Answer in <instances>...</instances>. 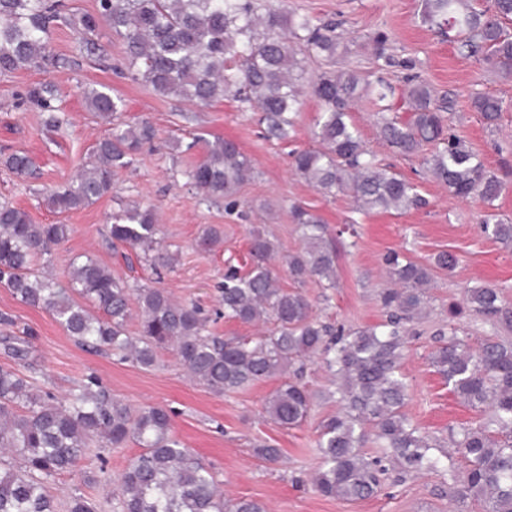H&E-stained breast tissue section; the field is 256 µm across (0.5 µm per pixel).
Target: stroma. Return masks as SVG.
Here are the masks:
<instances>
[{
    "instance_id": "35a3bbf8",
    "label": "stroma",
    "mask_w": 512,
    "mask_h": 512,
    "mask_svg": "<svg viewBox=\"0 0 512 512\" xmlns=\"http://www.w3.org/2000/svg\"><path fill=\"white\" fill-rule=\"evenodd\" d=\"M290 10L338 23L349 47L336 59L337 68L353 70L368 79L384 76L399 85L397 69L379 70L372 38L386 37L387 54L413 64L420 79L436 97L448 100L444 118L455 133L476 152L486 168L503 183L495 202L497 212L512 219V78L492 71L482 61L459 50L456 43L436 33L421 20L422 0H287ZM100 54L113 62L103 68L80 52L74 31H54V53L69 59L67 67L47 72L21 70L0 78V158L13 152L28 154L40 171L29 180L0 165V201L6 200L29 213L34 223L69 224L67 240L53 250L57 277H64L70 258L94 256L113 273L127 277L104 240L109 216L136 201L154 204L159 215L161 238L175 252L172 268L162 275L164 288L184 303L197 304L211 318L213 332L224 338L252 336L257 327L220 316L219 287L228 268L248 272L251 267L249 236L253 226L271 228L281 254L299 251V233L290 210L300 205L320 215L336 232L338 262L336 285L324 288L317 278L298 283L278 267L282 287L300 292L320 321L347 329L373 325L385 318L380 293L388 287L383 258L397 252L427 263L446 252L457 259L452 273H437L429 290L424 316L411 323L401 371L408 385L405 413L436 450H450V432L462 425L486 422L489 411L464 404L435 371L429 355L438 346L439 332L456 327L470 344L487 335L512 341V328L492 324L472 312L450 318V304L466 302L468 289L493 286L502 290L512 305V249L503 247L480 229L483 205L461 202L425 174L422 155L399 156L383 142L377 125V109L368 99L354 105L351 116L366 149L383 164L414 183L427 204L406 211H357L351 195L326 196L300 178L291 167L290 153L315 147L312 130L320 110L319 101L303 94L293 138L280 142L265 139L254 112L227 96L212 105H196L180 98L156 95L150 89L116 73L124 56V43L108 28L97 37ZM56 84L63 95L71 125L58 133L43 128L38 112L20 106L18 96L36 82ZM108 86L126 104L123 121L149 120L157 131L153 149L144 150L134 164L119 170L116 188L88 207L59 215L39 196V189L67 182L103 137L108 127L84 106L85 89ZM488 93L503 102L497 124L487 126L472 105V98ZM224 137L236 141L252 159L255 177L242 185L238 198L243 209L228 210L218 203L198 205L193 188L184 176L201 157L189 149L194 137ZM354 225L355 234L344 233ZM224 232L223 242L203 249L200 237L206 228ZM10 317L15 334H27L31 346L32 376L41 389L61 396L76 388L87 375H96L112 394L138 408L160 405L172 414V432L211 466L229 497L262 502L268 512H482L473 500L456 501L453 484L446 475L422 472L387 483L376 497L356 502L317 496L308 478L318 467V424L335 414L340 405L333 398L331 377L321 360L307 363L302 382L313 395L308 417L299 425L283 429L267 419L264 403L281 383L272 378L223 396L191 381L172 351L158 354V365L144 370L116 357L86 351L68 336L47 312L26 306L8 289L0 287V315ZM268 441L281 451L278 463L256 458L255 443ZM135 442L118 449L87 456L73 472L57 476L50 490L59 502L75 494L92 499L99 512H117V484H105L102 471L119 476L129 460L138 455Z\"/></svg>"
}]
</instances>
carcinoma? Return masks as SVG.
I'll return each mask as SVG.
<instances>
[{
    "instance_id": "cac0c4a2",
    "label": "carcinoma",
    "mask_w": 512,
    "mask_h": 512,
    "mask_svg": "<svg viewBox=\"0 0 512 512\" xmlns=\"http://www.w3.org/2000/svg\"><path fill=\"white\" fill-rule=\"evenodd\" d=\"M423 21L455 34L459 47L498 72L512 75V0H423ZM125 43V70L135 83L160 96L210 104L231 94L261 113L259 122L270 139L286 141L300 110L302 81L321 102L314 138L319 147L293 153L296 174L325 195L346 192L363 210H408L426 201L415 186L389 166L374 163L351 120L362 93L383 101L395 88L380 80L361 81L353 71L329 69L311 78L301 73L300 58L332 60L347 49L334 29L307 14L282 5L261 12L256 0H96L94 12H76L67 0H0V77L19 70L47 71L65 64L50 48L55 27L75 30L82 49L97 55L101 25ZM386 38L373 37L384 67L410 68L384 53ZM407 115L379 112L381 139L397 154L415 155L427 143L435 150L424 157L427 171L459 200L477 199L487 211L485 234L512 246V222L494 212L503 185L477 154L456 134L445 133L431 89L416 75H406ZM59 89L36 82L19 94V104L40 112L44 128L57 132L70 124ZM88 111L108 123L89 159L67 184L44 190L48 207L69 213L112 194V177L134 163L156 138L147 120L117 121L123 100L109 88L84 93ZM473 107L486 123L498 121L502 101L481 94ZM5 166L28 178L39 176L25 153L4 157ZM254 174L252 159L232 140L202 141V158L185 172L201 204L224 200L238 205L239 188ZM291 217L302 248L285 258L295 280L314 276L325 287L336 286V242L320 216L301 206ZM71 232L63 223L35 224L10 202L0 203V285L23 304L46 311L82 347L110 352L143 369L158 362V352L172 351L190 377L211 392H236L276 376L285 380L266 399L264 411L276 424L292 427L307 416L311 396L299 382L304 361L324 356L340 394L341 408L319 425L320 465L312 490L325 498L359 501L376 495L388 475L382 458L393 460L398 475L444 472L456 480L453 455L439 458L404 413L407 386L400 372L405 347L404 324L425 308L426 286L434 272L456 264L440 253L428 264L393 252L385 257L393 287L381 292L387 320L344 331L311 316L310 304L298 292L280 286L271 261L279 254L274 235L256 226L250 235L252 268L229 273L221 288L224 317L254 326L272 325L258 336L226 339L213 335L209 318L192 304L174 299L165 288L133 287L89 255L70 259L67 282L49 271L52 248ZM156 208L135 203L111 217L106 241L132 270L149 264L169 268L174 253L160 248ZM139 310L138 334L130 335V303ZM470 310L488 321L511 322L512 308L500 289L472 288ZM9 357L29 359L28 342L11 333L0 335ZM430 362L463 403L487 407L491 415L477 427H462L452 438L455 453L466 461L459 499L484 504V512H512V345L494 336L471 348L450 328L448 341L431 352ZM374 437L383 457L363 450ZM142 451L120 475L119 512H266L263 503L224 497L211 469L171 432L169 411L162 406L133 409L112 396L90 375L78 389L57 401L38 394L18 371L0 367V512H58L49 484L71 471L91 447L120 448L129 441ZM66 512H95L81 494L70 496Z\"/></svg>"
}]
</instances>
